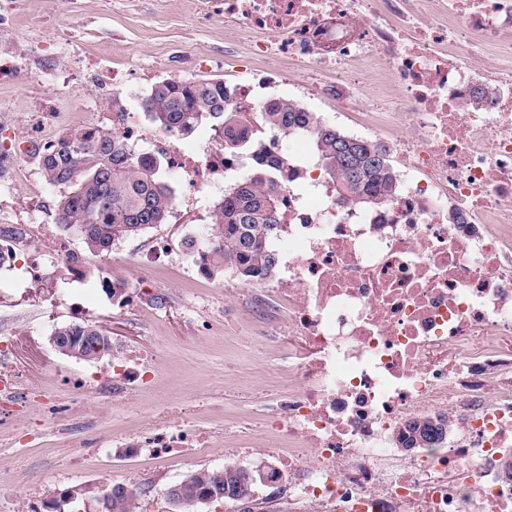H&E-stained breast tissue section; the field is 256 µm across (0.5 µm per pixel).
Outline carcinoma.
Wrapping results in <instances>:
<instances>
[{"mask_svg": "<svg viewBox=\"0 0 512 512\" xmlns=\"http://www.w3.org/2000/svg\"><path fill=\"white\" fill-rule=\"evenodd\" d=\"M227 90L221 80L186 81L166 78L154 84L143 102L149 119L160 129L190 133L208 120L224 130L234 147L255 153L251 173L240 179L214 205L212 241L201 257L211 273L230 270L243 281L273 276L277 253L269 245L280 224V204L264 184L288 177L284 164L263 150L260 135L240 122L238 112L224 106ZM263 123L283 135L310 129L313 151L341 197L361 206L379 205L395 195L399 178L386 148L358 139L355 151L339 148L336 127L316 120L313 113L285 98L266 102ZM45 181L60 189L56 223L75 231L88 249L103 253L115 240L131 237L166 223L174 206L173 190L163 175L164 159L136 152L109 128L91 126L68 131L56 143L35 150ZM98 325L61 324L53 335L57 351L86 361L112 351L111 341L98 337ZM448 415L415 418L396 437L398 448H434L448 439L441 424ZM261 480L248 478L243 467L227 464L220 471H192L179 481L177 512H195L209 501H255ZM103 496L106 512H129L133 493Z\"/></svg>", "mask_w": 512, "mask_h": 512, "instance_id": "carcinoma-1", "label": "carcinoma"}]
</instances>
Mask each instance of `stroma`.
Masks as SVG:
<instances>
[{
  "label": "stroma",
  "mask_w": 512,
  "mask_h": 512,
  "mask_svg": "<svg viewBox=\"0 0 512 512\" xmlns=\"http://www.w3.org/2000/svg\"><path fill=\"white\" fill-rule=\"evenodd\" d=\"M60 28L71 36L59 43L56 53H49L45 39ZM19 44L27 53L23 71L0 81V139L6 141L24 140L35 124L42 91L35 77L57 58L76 64L89 57L105 67L148 69L156 81L169 76L168 70H155L156 61L177 51L197 57L195 65L179 71L184 80L230 79L246 65L243 57H225L224 15L205 13L199 0H19L13 16L0 25V55ZM147 93L144 87L115 93L92 77L59 83L55 105L60 120L50 132L58 136L75 128L111 127L116 104L148 124L140 107ZM0 194L17 205L0 214V228L38 229L48 242H67L81 260L77 272L51 267L35 280L21 251L12 266L0 270L5 287L0 293V336L14 337L13 362L24 381L40 386L68 373L92 376L111 365V356L88 362L63 356L51 345L56 325L89 321L101 326L120 352L151 356L148 381L129 408L95 405L107 439L158 422L177 426L190 420L219 437L228 427L258 428L266 401L277 389L276 374L288 369V354L256 340L252 324L225 332L224 312L234 299L224 292L223 275L194 271L188 243L196 239L203 211L213 208L220 192L204 193L202 212L170 216L140 236L116 240L103 254L90 253L78 234L57 228V190L44 180L31 150L0 159ZM160 237L170 243L175 258L146 282L160 295L155 307L112 296L108 285L134 281L131 257H146L151 239ZM201 316L208 320V329L198 327ZM24 432V425L15 422L0 426V500L9 501L13 512H23L30 480L42 477L51 483L69 473L76 481L53 493L52 507L58 512H104L107 485L96 481V467L80 466L78 457L59 454L54 431H47L34 447L24 445ZM232 461L244 467L271 465L275 455L263 447L232 459L213 448L161 461L110 455L100 466L111 470L116 483L143 476L137 487L142 512H175L165 497L170 485L187 472L220 469Z\"/></svg>",
  "instance_id": "obj_1"
}]
</instances>
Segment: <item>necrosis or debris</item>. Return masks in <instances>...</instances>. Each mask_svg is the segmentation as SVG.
<instances>
[{"instance_id": "necrosis-or-debris-1", "label": "necrosis or debris", "mask_w": 512, "mask_h": 512, "mask_svg": "<svg viewBox=\"0 0 512 512\" xmlns=\"http://www.w3.org/2000/svg\"><path fill=\"white\" fill-rule=\"evenodd\" d=\"M224 49L287 69L303 95L361 111L388 135L403 165L401 189L371 209L339 199L308 150L272 136L287 179L268 186L281 202L273 246L277 280H257L259 304L231 310L228 327L257 313L270 344L288 343L289 366L262 425L275 469L299 512H512V0H220ZM256 72L231 80L227 105L262 127ZM494 95L468 108L474 91ZM115 135L166 154L191 191L245 175L250 159L212 141L178 148L177 133L121 116ZM145 360L111 373L21 385L0 364V416L39 424L84 418L63 436L92 462L107 442L87 399L125 404ZM454 409L462 440L395 462V436L429 410ZM125 453L163 459L213 442L196 426L126 434Z\"/></svg>"}]
</instances>
